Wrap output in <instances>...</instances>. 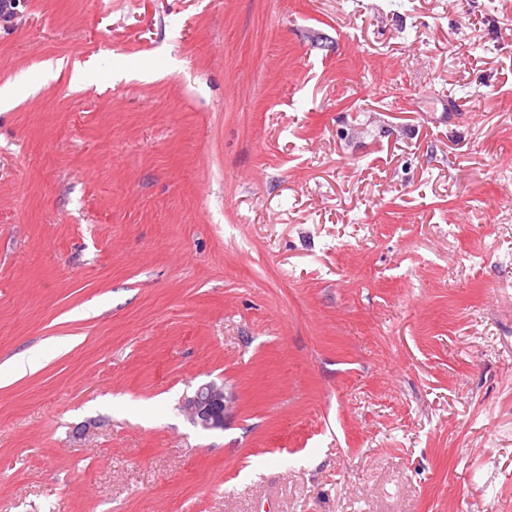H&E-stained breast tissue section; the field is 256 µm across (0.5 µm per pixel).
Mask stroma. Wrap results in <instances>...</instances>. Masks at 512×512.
Wrapping results in <instances>:
<instances>
[{
  "label": "stroma",
  "instance_id": "35a3bbf8",
  "mask_svg": "<svg viewBox=\"0 0 512 512\" xmlns=\"http://www.w3.org/2000/svg\"><path fill=\"white\" fill-rule=\"evenodd\" d=\"M7 84L0 512H512V0H19ZM231 404V399L224 394L223 387L207 384L185 399L183 408L194 424L204 429H218L224 426V418L231 409Z\"/></svg>",
  "mask_w": 512,
  "mask_h": 512
}]
</instances>
